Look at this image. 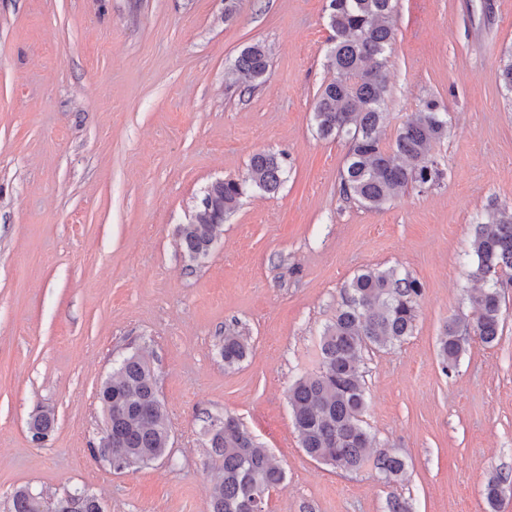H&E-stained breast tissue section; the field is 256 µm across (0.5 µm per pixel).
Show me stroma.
Instances as JSON below:
<instances>
[{"mask_svg":"<svg viewBox=\"0 0 512 512\" xmlns=\"http://www.w3.org/2000/svg\"><path fill=\"white\" fill-rule=\"evenodd\" d=\"M327 0H0V512L17 488L52 501L81 489L104 512H209L210 420L235 417L286 473L266 512H487L512 474V284L497 342L470 337L444 375L438 341L471 317L474 226L488 199L512 211V0H396L386 140L422 101L448 108L439 185L380 210L344 200L348 144L321 138L314 98L330 81ZM264 44L271 65L239 97L231 67ZM260 151L288 156L274 194L251 192L210 254L178 229L204 189L245 178ZM423 286L410 336L363 353L364 425L403 476L349 472L302 450L288 389L366 269ZM247 337L237 366L225 331ZM154 368L171 420L167 457L113 471L94 456L98 391L123 357ZM48 412L34 442L32 416ZM248 346L240 334L228 333L220 346V355L226 367L239 364L247 354Z\"/></svg>","mask_w":512,"mask_h":512,"instance_id":"stroma-1","label":"stroma"}]
</instances>
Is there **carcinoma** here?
<instances>
[{
    "mask_svg": "<svg viewBox=\"0 0 512 512\" xmlns=\"http://www.w3.org/2000/svg\"><path fill=\"white\" fill-rule=\"evenodd\" d=\"M394 0H328V24L333 31L328 62L334 79L319 88L313 112L318 132L325 138H344L349 144L346 166L340 174V193L366 209L379 210L410 188L425 189L442 172L432 151L448 132L447 107L436 98L425 100L402 124L392 143L382 139L388 91L386 53L395 32ZM270 65L265 46L243 48L234 60L239 94L252 95L263 83ZM286 158L258 152L250 161L249 177L211 183L195 208L192 220L179 235L188 258L200 261L221 226L253 189L276 193L283 184ZM473 276L484 283L469 296L472 317L465 326L448 320L439 338L441 370L450 375L473 334L484 344L497 340L500 327L502 277L512 281V213L494 200L486 206L471 242ZM420 282L394 269H367L348 288L336 318L324 330L320 367L299 378L288 389V406L300 447L312 459L344 471L367 463L390 483L404 473L405 461L392 448L373 447L362 426L366 410L361 353L368 347H386L411 335L417 317ZM248 346L242 336L228 333L220 346L224 366L239 364ZM106 412L103 431L115 470L142 467L169 454L170 420L161 402L150 362L138 353L124 357L112 377L99 389ZM52 420L32 417V439L48 437ZM208 447L214 461L210 512H266L265 494L279 485L284 471L269 449L256 441L232 416L210 421ZM499 473L485 488L490 512L501 505ZM13 512H99L98 500L84 490L66 494L51 505L27 488L15 491Z\"/></svg>",
    "mask_w": 512,
    "mask_h": 512,
    "instance_id": "1",
    "label": "carcinoma"
}]
</instances>
